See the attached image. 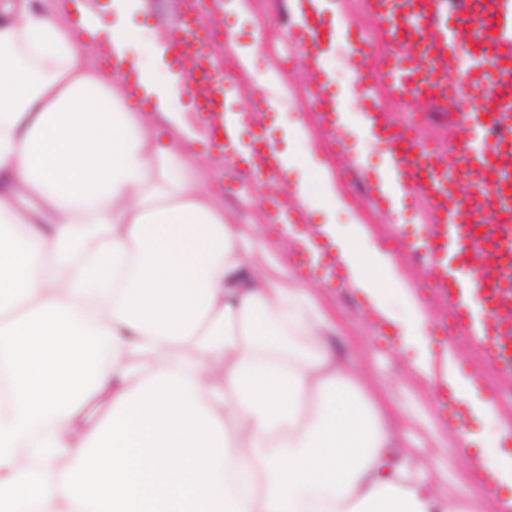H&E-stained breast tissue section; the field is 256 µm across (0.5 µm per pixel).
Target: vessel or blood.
<instances>
[{
  "label": "vessel or blood",
  "mask_w": 512,
  "mask_h": 512,
  "mask_svg": "<svg viewBox=\"0 0 512 512\" xmlns=\"http://www.w3.org/2000/svg\"><path fill=\"white\" fill-rule=\"evenodd\" d=\"M211 0H188L167 32L172 62L191 65L184 92L206 146L226 167L263 190L270 223L295 236L296 267L336 281L337 259L314 235L285 188L280 150L264 124L224 122L237 80L213 59ZM287 39L313 75V108L387 212L419 203L427 212L429 285L448 301L455 331L466 333L504 381L512 380V0H365L387 46L374 56L362 30L334 0H291ZM342 45L352 70L346 92L322 64ZM465 68L466 81L450 78ZM413 114L454 110L458 129L436 148L414 124L392 123L375 103L380 88ZM362 105L364 133L383 146L370 168L350 142L343 96Z\"/></svg>",
  "instance_id": "vessel-or-blood-1"
}]
</instances>
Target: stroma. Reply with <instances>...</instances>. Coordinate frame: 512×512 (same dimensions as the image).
Returning a JSON list of instances; mask_svg holds the SVG:
<instances>
[{
	"instance_id": "stroma-1",
	"label": "stroma",
	"mask_w": 512,
	"mask_h": 512,
	"mask_svg": "<svg viewBox=\"0 0 512 512\" xmlns=\"http://www.w3.org/2000/svg\"><path fill=\"white\" fill-rule=\"evenodd\" d=\"M144 2V10L131 19L137 33L124 63L129 70L147 62L152 36L165 34L166 22L178 11L180 0ZM245 3V14L235 13L227 20L235 27L238 45L252 49L253 73L275 77L271 88L279 106L257 113L256 118L267 124L280 150L298 161L297 167L289 169L287 181L291 184L301 178L314 181V171L304 165L307 156H314L326 163L336 185V193L343 201L342 206L334 211L323 204L310 207L307 211L309 226L315 230L331 222L339 232L345 233L352 224H362L367 227L372 244L378 249H386L387 239L393 234L394 217L372 205H361V180L341 167L329 135L323 132L312 109L303 108L297 99L298 94L307 93L312 77L304 66L289 64L286 59L288 45L283 29L290 24V15L282 9L280 0H266L262 5L256 0H245ZM227 20L216 16L212 22L220 26ZM258 31L263 34V42L257 47L253 40ZM299 117L304 120L302 133L286 134V126ZM187 148L200 157L211 181L220 190L225 214L249 225L283 264L293 265V245L290 239L282 236L278 226L268 223L262 190L252 187L245 175L226 168L223 159L210 151L203 141L190 142ZM395 270L425 308L429 327L447 326L451 321L448 302L429 288L425 262L409 253L404 260L396 261ZM300 283L333 314L336 333L332 343L336 352L340 358L363 369L368 388L375 398L385 404L398 402L411 406V417L395 416L391 423L401 448L407 450L412 463L436 481L440 478L438 462L448 456H456L457 465L447 476L448 492L458 497L469 493V460L478 456L479 451L458 447L449 434L448 415L440 409L439 386L411 369L414 350L402 342L398 331L383 320L367 298L355 289L337 288L324 279L310 276L301 278Z\"/></svg>"
}]
</instances>
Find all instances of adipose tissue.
Listing matches in <instances>:
<instances>
[{
    "label": "adipose tissue",
    "instance_id": "obj_1",
    "mask_svg": "<svg viewBox=\"0 0 512 512\" xmlns=\"http://www.w3.org/2000/svg\"><path fill=\"white\" fill-rule=\"evenodd\" d=\"M68 15L0 0V512H478L511 491L486 433L453 432L481 450L456 500L400 454L332 319L186 150L199 132L171 103L189 76L166 41L130 87ZM134 92L175 130L168 148ZM340 256L414 370L506 433L482 379L437 363L365 228Z\"/></svg>",
    "mask_w": 512,
    "mask_h": 512
}]
</instances>
